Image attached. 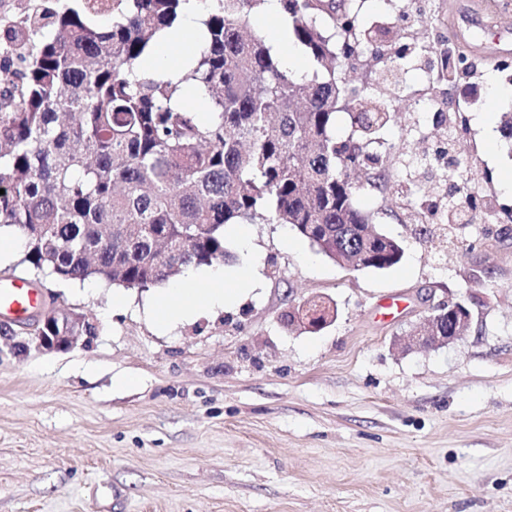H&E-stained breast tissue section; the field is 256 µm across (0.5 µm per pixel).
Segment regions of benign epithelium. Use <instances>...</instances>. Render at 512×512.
<instances>
[{
    "label": "benign epithelium",
    "mask_w": 512,
    "mask_h": 512,
    "mask_svg": "<svg viewBox=\"0 0 512 512\" xmlns=\"http://www.w3.org/2000/svg\"><path fill=\"white\" fill-rule=\"evenodd\" d=\"M328 316L329 308L325 306L313 310L305 305L288 312V320L306 328L323 325ZM473 316V311L458 302L440 300L431 305L426 323L400 337L398 342L408 350L447 345L471 329ZM89 325L86 316L60 311L50 301L37 313L30 328L15 329L12 322L0 319V340L8 342L10 353L19 358L32 351L65 352L89 340L86 336Z\"/></svg>",
    "instance_id": "benign-epithelium-1"
}]
</instances>
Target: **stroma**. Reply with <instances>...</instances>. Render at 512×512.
Masks as SVG:
<instances>
[{
	"instance_id": "stroma-1",
	"label": "stroma",
	"mask_w": 512,
	"mask_h": 512,
	"mask_svg": "<svg viewBox=\"0 0 512 512\" xmlns=\"http://www.w3.org/2000/svg\"><path fill=\"white\" fill-rule=\"evenodd\" d=\"M495 1L490 18L488 0H434L412 30L430 42L450 18L471 47L474 71L448 95L484 204L472 222L420 235L412 216L446 203L445 173L395 164L390 183L412 195L356 196L404 250L383 272L251 224L220 267L257 288L169 328L150 315L156 290L45 279L97 333L67 352L0 353V512H512V142L486 137L512 107V0ZM399 80L388 141L445 139L455 111H415L434 91L420 69ZM315 296L335 303L330 325L285 329L283 311ZM469 297L466 336L399 346L429 299Z\"/></svg>"
}]
</instances>
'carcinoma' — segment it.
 <instances>
[{"mask_svg":"<svg viewBox=\"0 0 512 512\" xmlns=\"http://www.w3.org/2000/svg\"><path fill=\"white\" fill-rule=\"evenodd\" d=\"M187 2L81 0L0 24V227L25 239L23 262L39 278L146 291L228 258L225 225L262 220L290 225L353 271L398 265L401 245L372 229L350 173L382 191L391 156L415 160L384 139L391 97L342 72L365 53L395 74L421 56L428 77L454 86L469 74L466 48L444 36L391 51L387 30L363 23L353 0H280L311 63L298 79L247 32L266 0H211L183 76L142 69ZM105 8L108 27L92 20ZM465 186L455 183L442 223L476 207Z\"/></svg>","mask_w":512,"mask_h":512,"instance_id":"carcinoma-1","label":"carcinoma"}]
</instances>
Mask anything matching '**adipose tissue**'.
I'll return each mask as SVG.
<instances>
[{"instance_id":"1","label":"adipose tissue","mask_w":512,"mask_h":512,"mask_svg":"<svg viewBox=\"0 0 512 512\" xmlns=\"http://www.w3.org/2000/svg\"><path fill=\"white\" fill-rule=\"evenodd\" d=\"M202 37L198 5L196 0H190L179 29L164 33L157 39L144 61L145 68L162 71L173 79L179 78L189 58V50L201 42ZM238 285L237 279L217 270L211 273L207 288L180 284L166 289L157 298L154 317L160 325L171 326L176 314L190 313L198 305L223 306L227 300L238 295Z\"/></svg>"}]
</instances>
